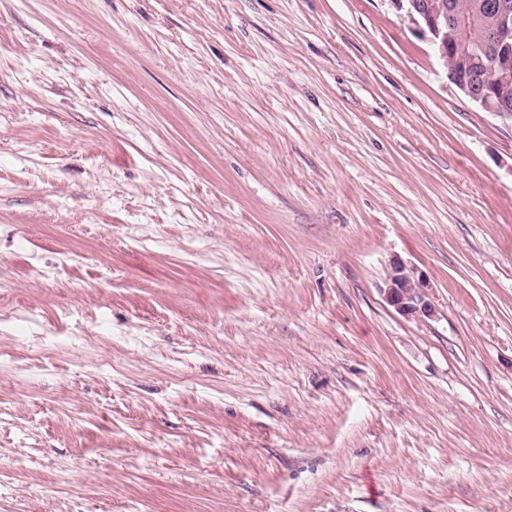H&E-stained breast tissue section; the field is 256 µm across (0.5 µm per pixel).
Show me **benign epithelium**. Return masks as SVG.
I'll return each instance as SVG.
<instances>
[{
  "label": "benign epithelium",
  "mask_w": 512,
  "mask_h": 512,
  "mask_svg": "<svg viewBox=\"0 0 512 512\" xmlns=\"http://www.w3.org/2000/svg\"><path fill=\"white\" fill-rule=\"evenodd\" d=\"M390 2L407 9L411 22L436 47L450 81L467 98L487 112L512 114V0H491L490 22L470 44L457 36L466 14L449 0ZM429 288L421 271L396 258L379 291L398 314L423 322L436 315Z\"/></svg>",
  "instance_id": "benign-epithelium-1"
}]
</instances>
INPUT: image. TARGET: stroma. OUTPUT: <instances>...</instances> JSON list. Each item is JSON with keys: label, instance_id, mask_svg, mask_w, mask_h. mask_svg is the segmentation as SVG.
Masks as SVG:
<instances>
[{"label": "stroma", "instance_id": "obj_1", "mask_svg": "<svg viewBox=\"0 0 512 512\" xmlns=\"http://www.w3.org/2000/svg\"><path fill=\"white\" fill-rule=\"evenodd\" d=\"M0 512H512V115L390 0H0ZM384 285L379 288L386 304L398 314L421 322L435 317L436 309L430 299V284L416 267L401 259L391 260Z\"/></svg>", "mask_w": 512, "mask_h": 512}]
</instances>
